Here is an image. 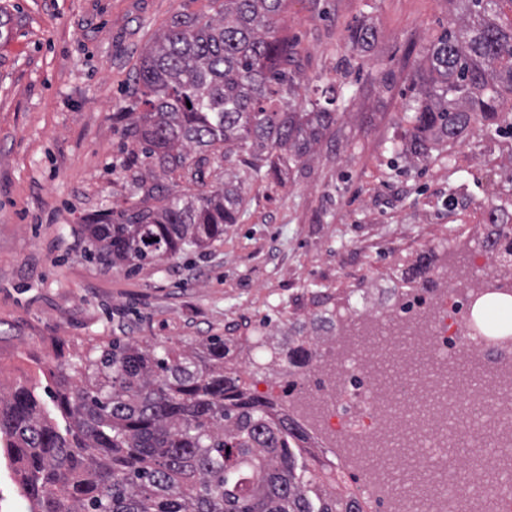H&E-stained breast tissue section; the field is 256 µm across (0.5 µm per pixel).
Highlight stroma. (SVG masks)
Here are the masks:
<instances>
[{"mask_svg":"<svg viewBox=\"0 0 512 512\" xmlns=\"http://www.w3.org/2000/svg\"><path fill=\"white\" fill-rule=\"evenodd\" d=\"M212 0H0V389L40 377L112 339L182 350L209 336L308 323L317 291L342 306L357 289L399 282L430 254L432 288L469 301L493 266L480 217L512 224V138L464 135L414 163L405 139L413 76L452 9L449 0H288V68L299 95L334 86L338 113L303 166L243 185L238 224L203 255L136 270L95 255L87 225L140 206L145 190L222 188L238 157L166 174L132 133L143 111L135 71L178 13ZM364 21L378 38L350 47Z\"/></svg>","mask_w":512,"mask_h":512,"instance_id":"stroma-1","label":"stroma"}]
</instances>
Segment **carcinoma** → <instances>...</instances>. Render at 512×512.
I'll list each match as a JSON object with an SVG mask.
<instances>
[{"mask_svg":"<svg viewBox=\"0 0 512 512\" xmlns=\"http://www.w3.org/2000/svg\"><path fill=\"white\" fill-rule=\"evenodd\" d=\"M456 18L416 70L412 128L398 150L419 160L475 125L512 137V20L504 0H453ZM207 18L173 16L136 71L146 109L133 134L168 173L193 151L241 155L265 177L311 155L336 123V94L312 91L301 106L284 67L286 0H213ZM351 45L377 31L350 28ZM240 176L209 195L156 194L89 231L114 263L139 267L202 251L237 223ZM500 260L485 289L512 278V225L482 239ZM254 337L211 336L177 353L114 339L58 365L59 388L0 392V448L17 467L30 512H364L352 495L309 475L306 437L273 395L251 392L241 360L273 373L313 356L302 336L254 360Z\"/></svg>","mask_w":512,"mask_h":512,"instance_id":"obj_1","label":"carcinoma"}]
</instances>
